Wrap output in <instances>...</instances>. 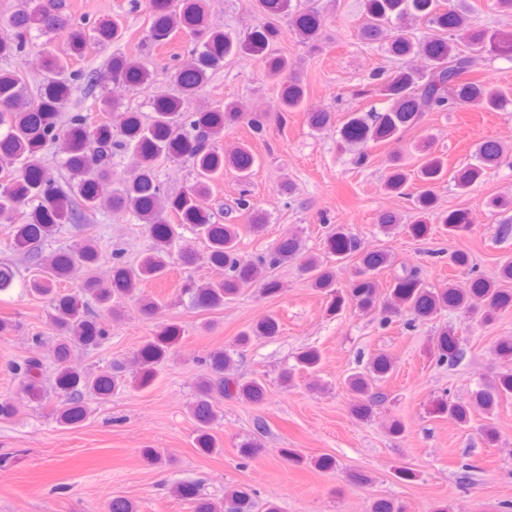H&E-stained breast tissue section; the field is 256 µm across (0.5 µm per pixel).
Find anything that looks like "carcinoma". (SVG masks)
Segmentation results:
<instances>
[{
  "instance_id": "1",
  "label": "carcinoma",
  "mask_w": 512,
  "mask_h": 512,
  "mask_svg": "<svg viewBox=\"0 0 512 512\" xmlns=\"http://www.w3.org/2000/svg\"><path fill=\"white\" fill-rule=\"evenodd\" d=\"M264 14L288 16V30L304 45L315 47L322 35V20L312 0H258ZM151 16L149 39L160 44L182 32L192 44L188 60L169 71L170 82L177 93L156 96L152 100V116L143 123L135 112L121 110L120 102L95 94L97 76L93 71L72 68L73 61L85 56L88 48L117 46L124 40V23L117 17L101 18L87 31L71 32L65 47L54 46L52 34L67 25L64 0H30L29 7L15 13L8 21L10 33L0 36V160L10 166L13 177L0 182V220L12 222L22 210L26 219L14 225L11 245L27 254L34 264L43 268L44 276L29 282V291L49 300L57 331L53 355L58 368L54 388L63 400L56 407V420L64 425H77L87 417L85 396L102 399L112 397L124 386L122 366L108 371L90 373L70 365L73 351L91 350L110 339L111 332L103 316L115 320L121 316L125 301L134 298L136 287L143 281L156 280L168 271L169 253L178 223L188 224L207 244V263L224 268V278L198 284L190 277L182 293L194 305L214 309L241 289L261 284L267 295L278 292L275 281H261L263 269L296 262L309 275L310 286L330 297L327 312L334 314L344 304L337 289L336 263L358 258V267L350 281L347 294L363 313L379 312L384 321L406 309L413 326L448 309L463 314H479L491 323L500 313L512 308V291L492 281L475 277L465 285L450 283L441 288L427 286L415 268L401 266L394 272L388 287L389 297L380 300L376 274L393 265L387 250L364 252L358 237L338 226L326 236L323 254L303 252L299 237L288 235L273 248L253 258L240 254V225L219 224L213 215L198 207V198L211 192L214 179L227 170L245 180L255 165V155L245 145L226 155L219 146L224 127L237 122L247 123L255 132L263 129V115L239 111L234 103L222 109L195 108L193 101L212 73L223 66L229 56H258L265 63V76L281 82L277 109L292 112L304 101L305 89L296 77H288L293 68L287 56L274 52L273 44L282 32L265 22L258 23L246 38L213 28L206 20L207 0H145ZM364 23L360 37L366 42L388 39V51L395 57L411 59L421 55L427 63L420 72L404 67L382 80L378 91L387 106L382 112L353 113L340 128V138L348 144L390 142L415 126L427 112H447L473 106L496 112L506 105L504 96L494 87L475 78L479 54L494 52L512 60V30L488 31L471 25L466 6L452 0H364ZM429 29L428 35L414 39L408 29L417 22ZM41 39L45 57L44 77L36 97H31L17 71L5 62L24 53ZM109 80L133 91H144L152 83V74L138 59L114 52L107 63ZM84 85L85 98L81 109L71 112L73 88ZM66 123H60L63 113ZM94 112L107 114V119L91 123ZM310 127L318 132L333 123L330 112L308 113ZM60 141L66 154L65 164L77 188L84 208L89 210L125 211L144 225L153 241L152 251L136 267L119 262L112 266V276L102 282L88 275L81 288L73 293L59 288L70 269L81 264L92 269L99 258L95 242L81 239L72 250L44 255L37 244L62 224H74L78 218L75 203L63 188L45 180L40 166V153L47 141ZM130 155L133 167L130 176L112 190L92 177L95 171L107 172V165L116 156ZM162 156L185 158L193 167L192 182L179 193L167 195L157 178L155 162ZM503 156L502 145L485 140L475 149V162L456 167L452 179L456 188L469 191L496 167ZM446 173L444 160L424 154L416 170L423 188L414 196L417 214L409 233L421 238L436 222L456 233L469 228L465 211L440 212L437 209L436 184ZM412 176L398 155L389 158V172L384 189L389 193L409 195ZM279 330L273 317L258 320L236 339L243 347L253 336L274 337ZM181 328L171 323L147 340L137 353L141 383L153 380L155 368L165 361ZM435 355L441 364L455 365L462 350L451 328L442 330L435 341ZM495 355L506 367L492 381L475 392L469 402L443 399L436 406L441 417L461 428L470 425L472 413L479 408L489 413L504 398L512 396V338H502L495 345ZM206 373L197 384L192 407L196 422L195 446L209 454L219 448L212 434L218 412L217 397L260 404L266 398L265 386L255 380L245 381L236 372L235 363L223 348L211 351L205 359ZM393 370L391 359L378 354L368 370L355 371L347 378L354 396L351 414L358 420L372 416L375 401L385 394L374 391L378 381ZM26 394L43 392V363L28 359L18 366ZM178 496L193 504V512H253L255 502L251 490L235 487L226 494L227 503L198 496L195 486L181 484Z\"/></svg>"
}]
</instances>
